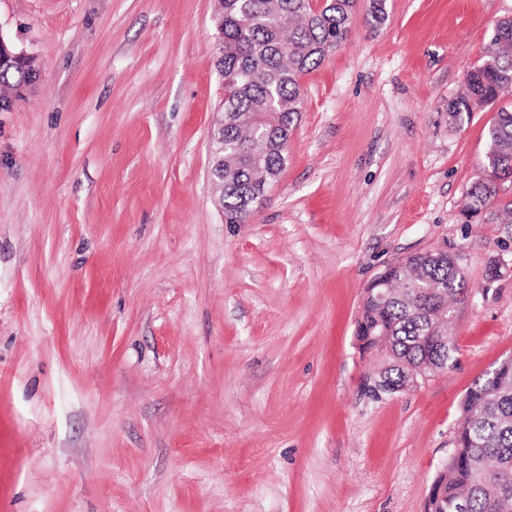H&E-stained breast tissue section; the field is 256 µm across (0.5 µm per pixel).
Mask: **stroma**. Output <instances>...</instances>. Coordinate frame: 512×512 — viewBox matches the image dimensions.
<instances>
[{
	"label": "stroma",
	"instance_id": "stroma-1",
	"mask_svg": "<svg viewBox=\"0 0 512 512\" xmlns=\"http://www.w3.org/2000/svg\"><path fill=\"white\" fill-rule=\"evenodd\" d=\"M215 9L0 0L39 67L0 110V512H425L512 357V224L463 214L512 99L448 111L512 0H358L244 224L209 174ZM431 250L467 275L452 358L373 398L366 289Z\"/></svg>",
	"mask_w": 512,
	"mask_h": 512
}]
</instances>
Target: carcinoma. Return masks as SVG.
I'll list each match as a JSON object with an SVG mask.
<instances>
[{"instance_id": "obj_1", "label": "carcinoma", "mask_w": 512, "mask_h": 512, "mask_svg": "<svg viewBox=\"0 0 512 512\" xmlns=\"http://www.w3.org/2000/svg\"><path fill=\"white\" fill-rule=\"evenodd\" d=\"M357 0H221L224 56V218L243 224L288 161V140L303 109L300 77L348 41ZM32 78L24 62L0 65V85L16 91ZM512 95V20L498 22L480 63L467 75L466 93L448 103L457 121L476 107ZM512 178V108H502L487 131L485 167L466 192L468 217L512 224V200L499 199ZM467 287L454 257L414 255L389 267L367 289L355 334L362 347L386 352L379 378L392 389L412 374L448 367L455 346L447 331L448 301ZM497 380H474L462 402L454 456L435 479L426 512H512V358Z\"/></svg>"}]
</instances>
